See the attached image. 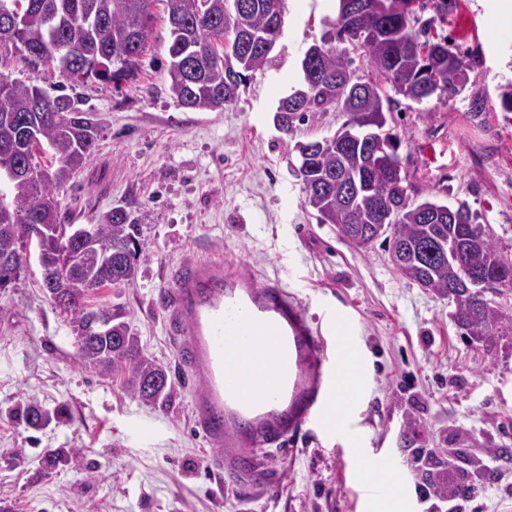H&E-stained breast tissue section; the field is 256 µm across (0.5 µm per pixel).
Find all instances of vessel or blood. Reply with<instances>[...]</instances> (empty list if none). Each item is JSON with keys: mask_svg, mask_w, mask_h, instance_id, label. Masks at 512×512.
<instances>
[{"mask_svg": "<svg viewBox=\"0 0 512 512\" xmlns=\"http://www.w3.org/2000/svg\"><path fill=\"white\" fill-rule=\"evenodd\" d=\"M162 309L179 356L202 380L194 417L212 448L209 470L246 474L269 436L284 440L322 420L338 371L328 336L342 315L312 327L281 282L258 283L242 265L214 259L173 267ZM263 338L273 344L262 372L251 354Z\"/></svg>", "mask_w": 512, "mask_h": 512, "instance_id": "b4317fda", "label": "vessel or blood"}]
</instances>
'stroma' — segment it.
I'll return each instance as SVG.
<instances>
[{
	"mask_svg": "<svg viewBox=\"0 0 512 512\" xmlns=\"http://www.w3.org/2000/svg\"><path fill=\"white\" fill-rule=\"evenodd\" d=\"M432 41L474 56L476 83L426 108L397 98L387 124L421 200L467 201L512 258V112L501 85L512 80V37L491 39L499 0H422ZM338 0H286L283 33L269 62L221 111L180 106L169 90L170 30L155 0L148 48L135 79L59 86L57 79L0 63L8 79L65 94L99 122L96 148L57 194L67 224H95L124 211L145 242L133 287L91 292L94 308L121 313L143 353L163 364L168 401L148 406L120 380L83 369L63 315L43 294L30 258L19 281L0 290V506L10 512H369L352 505L343 474L354 449L380 450L396 479L415 489L419 448H455L456 474L481 488L466 512H512V334L479 342L454 321V300L403 277L387 245L361 250L305 205L290 164L291 140L333 135L337 111L309 113L294 137L275 124L280 99L301 79L305 51L321 38ZM481 93L486 110L473 116ZM207 256L241 262L258 282L279 280L310 322L340 312L369 369L364 391L340 431L303 426L268 444L260 459L274 494L210 472L211 447L193 420L198 379L185 372L162 311L165 272ZM38 402L53 412L42 429L20 412ZM47 448L78 458L40 477Z\"/></svg>",
	"mask_w": 512,
	"mask_h": 512,
	"instance_id": "35a3bbf8",
	"label": "stroma"
}]
</instances>
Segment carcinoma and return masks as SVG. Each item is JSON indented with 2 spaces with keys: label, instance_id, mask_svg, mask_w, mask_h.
Listing matches in <instances>:
<instances>
[{
  "label": "carcinoma",
  "instance_id": "carcinoma-1",
  "mask_svg": "<svg viewBox=\"0 0 512 512\" xmlns=\"http://www.w3.org/2000/svg\"><path fill=\"white\" fill-rule=\"evenodd\" d=\"M155 0H0V10L11 12L17 22L19 51L0 52V60L16 57L30 70L42 69L57 74L61 84H101L127 81L135 77L140 58L147 46V22ZM170 24V58L167 76L169 90L178 104L199 110L223 109L238 97L248 73L262 68L276 42H266L263 35L273 17H283L285 0H245L249 6L235 9L240 0H162ZM412 0H384L383 10L360 20L367 41L360 45L353 31L342 22L343 4H338L335 19L321 39L306 51L301 62L300 93L289 94L279 102L276 121L285 135L295 131V122L308 112H327L336 107V95L330 93L322 78L332 76L347 89L344 107L357 105L348 113L346 124L360 137L366 135L373 146L400 137L384 130L385 113L391 111L392 98L384 89L389 85L395 94L419 98L422 105L432 99L445 102L460 94L452 89L419 91L428 70L443 75L469 72L476 60L454 52L446 42L420 41L430 21L421 20ZM363 49L385 84L362 82L350 70V54ZM196 52L217 55L227 64L203 63L191 76L186 61ZM98 138V123L81 111L66 95L52 97L36 85L17 81H0V166L10 164L41 168L35 162L39 150L47 147L51 161L46 166L49 180L44 183L13 181V204L0 200V214L12 232L0 235V257L13 254L18 244L33 242L51 256L60 259L66 225L58 212L40 211L36 201L63 187L92 155ZM366 145L352 146L336 153L329 138L297 141L298 166L306 201L318 213L321 224H334L341 236L354 246L369 249L373 236L359 230L380 223L381 217L371 210L368 200L379 198L395 214L389 235L383 242L390 252L399 253L403 246L416 245L434 250L433 255L420 253L408 279L439 295L448 293V284L464 282V276L491 271L496 266L512 268V259L501 252L488 230L477 223L464 201L450 207L448 221L427 224L421 219L424 210H439L445 204L426 199L416 201L404 194L393 179V172L371 166L365 156ZM357 180L364 196L355 207L346 202L345 180ZM99 243L112 247V265H102L94 278L81 273L68 274L69 284L63 291L44 289L56 309L68 318L74 338L75 361L102 376H117L142 402L156 405L166 390L145 387L166 369L143 354L139 338L129 325L110 315L112 325L102 330L91 327L94 314L86 299L95 289L106 285L131 287L135 284L140 256L145 244L140 240L138 225L127 223L122 212H110L99 224L87 225ZM454 320L467 334L479 341H489L504 328L502 311L487 300L470 296L454 311ZM51 418L48 410L30 402L23 410L26 424L38 429ZM71 448H54L43 459V476L49 477L72 462Z\"/></svg>",
  "mask_w": 512,
  "mask_h": 512
}]
</instances>
